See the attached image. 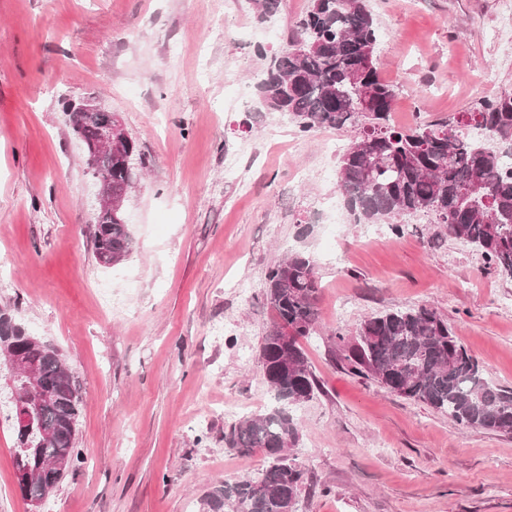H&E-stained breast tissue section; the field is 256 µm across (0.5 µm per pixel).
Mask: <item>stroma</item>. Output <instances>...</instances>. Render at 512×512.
<instances>
[{
	"mask_svg": "<svg viewBox=\"0 0 512 512\" xmlns=\"http://www.w3.org/2000/svg\"><path fill=\"white\" fill-rule=\"evenodd\" d=\"M310 0H282L273 24L254 0H0V308L56 345L81 383L79 459L32 509L17 483L16 435L0 423V512H199L217 481L261 472L232 419L271 395L259 347L272 311L260 285L288 252L319 282L318 327L303 346L322 391L297 411L300 459L328 495L298 512H512V435L458 429L432 408L349 373L330 339L368 316L426 305L448 321L497 385L512 389V278L471 246L436 247L430 217L373 240L348 223L335 159L350 129L302 136L253 90ZM377 66L410 128L512 90L495 35L499 0H369ZM265 56H258V49ZM247 108L224 101L238 85ZM116 113L146 167L123 204L133 251L110 267L93 253L98 181L66 124L65 102ZM242 159L240 194L224 161ZM344 254L333 264L335 254ZM126 290L110 312L96 285ZM224 334L210 335L213 324Z\"/></svg>",
	"mask_w": 512,
	"mask_h": 512,
	"instance_id": "1",
	"label": "stroma"
}]
</instances>
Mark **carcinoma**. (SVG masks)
I'll return each instance as SVG.
<instances>
[{
    "instance_id": "cac0c4a2",
    "label": "carcinoma",
    "mask_w": 512,
    "mask_h": 512,
    "mask_svg": "<svg viewBox=\"0 0 512 512\" xmlns=\"http://www.w3.org/2000/svg\"><path fill=\"white\" fill-rule=\"evenodd\" d=\"M379 38L368 0H311L295 36L270 57L257 85L263 108L288 115L300 135L356 130L338 156L337 188L352 202L357 223L386 224L402 236L404 217L426 213L438 227L435 244L468 242L488 266L512 278V172L503 173L500 165L501 150H512V92L481 98L457 119L401 130L391 123L395 91L376 66ZM66 108L83 151L96 150L94 176L122 200L140 172L133 164L137 144L128 137L119 149L104 147L99 130L110 111L85 112L70 103ZM466 118L479 120L485 142L462 135ZM92 228L101 265L131 254L123 210L96 212ZM318 290L313 261L302 251L267 270L260 293L273 318L259 362L274 404L240 420L225 439L242 455L261 450L269 462L256 478L214 485L200 499L201 512H297L309 474L298 460L294 411L320 391L302 345L318 326ZM331 338L346 349L351 373L433 408L462 429L512 434V390L486 376L435 309L389 310L363 320L351 343L339 328ZM0 355L6 363L22 357L35 369L33 383L10 374V394L17 472L31 475L20 492L40 502L78 460L80 388L60 350L7 312L0 313ZM32 384L42 403L23 427L19 405ZM57 457L67 458L68 466H50Z\"/></svg>"
}]
</instances>
